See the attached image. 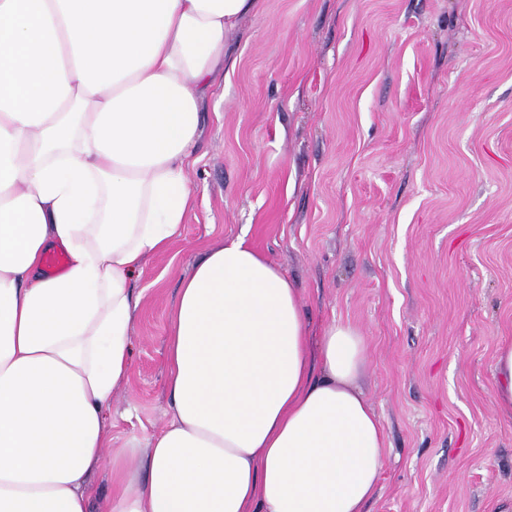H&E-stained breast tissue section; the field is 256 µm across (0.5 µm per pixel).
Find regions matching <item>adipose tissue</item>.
<instances>
[{
  "label": "adipose tissue",
  "instance_id": "adipose-tissue-1",
  "mask_svg": "<svg viewBox=\"0 0 512 512\" xmlns=\"http://www.w3.org/2000/svg\"><path fill=\"white\" fill-rule=\"evenodd\" d=\"M256 0H0V512H88L128 379L129 286L177 238L226 39ZM68 256L42 270L47 250ZM363 336L312 339L237 236L183 280L170 419L100 512H363L385 459Z\"/></svg>",
  "mask_w": 512,
  "mask_h": 512
}]
</instances>
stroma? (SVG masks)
<instances>
[{"mask_svg": "<svg viewBox=\"0 0 512 512\" xmlns=\"http://www.w3.org/2000/svg\"><path fill=\"white\" fill-rule=\"evenodd\" d=\"M201 103L194 205L147 260L105 454L168 422L166 335L208 247L246 236L313 335L364 337L386 437L365 512H512V0H260ZM494 399L505 413L512 414V340H503L494 363Z\"/></svg>", "mask_w": 512, "mask_h": 512, "instance_id": "1", "label": "stroma"}]
</instances>
